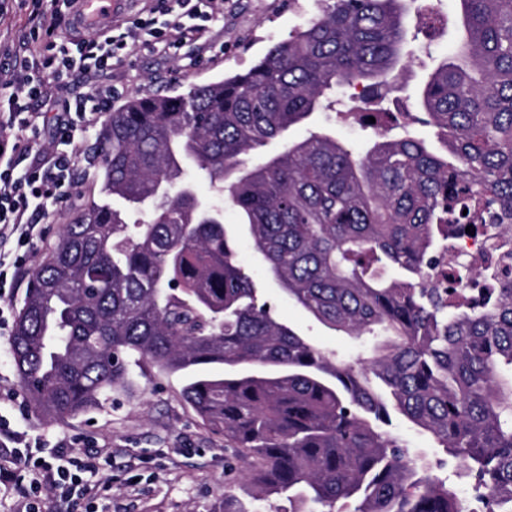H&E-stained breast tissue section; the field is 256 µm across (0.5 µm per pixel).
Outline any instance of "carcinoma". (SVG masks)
I'll return each instance as SVG.
<instances>
[{"mask_svg":"<svg viewBox=\"0 0 512 512\" xmlns=\"http://www.w3.org/2000/svg\"><path fill=\"white\" fill-rule=\"evenodd\" d=\"M323 2L247 72L109 113L110 201L87 203L32 272L18 378L38 418L63 421L126 388L134 358L181 373L253 500L286 494L288 512H463L434 466L460 470L481 512H512V274L474 309L425 285L448 214L512 225V0H456L463 37L418 98L444 148L380 124L365 151L288 132L339 84L384 98L406 69L403 0ZM191 164L218 197L199 198ZM225 204L288 299L362 353L321 350L266 309ZM210 364L224 373L198 374ZM394 415L443 457L411 454L385 430Z\"/></svg>","mask_w":512,"mask_h":512,"instance_id":"1","label":"carcinoma"}]
</instances>
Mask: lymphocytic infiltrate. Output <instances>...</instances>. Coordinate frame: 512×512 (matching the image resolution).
Instances as JSON below:
<instances>
[{
	"label": "lymphocytic infiltrate",
	"mask_w": 512,
	"mask_h": 512,
	"mask_svg": "<svg viewBox=\"0 0 512 512\" xmlns=\"http://www.w3.org/2000/svg\"><path fill=\"white\" fill-rule=\"evenodd\" d=\"M224 0H155L153 15L133 22L125 31L102 32L68 46L57 37L69 17L53 10L33 29L24 49L6 53V78H0V125L30 133L40 139L38 113L19 102L20 96L40 99L49 82L63 84L89 70H108L132 44L161 45L176 49L184 41L198 39L207 24L217 18ZM111 89L65 100L53 126L56 150H36L31 163L18 169L16 146L0 140V242L16 240L27 246L38 232L39 218L48 205L67 199L70 175L78 155L81 135L108 111ZM99 454L69 453L61 448L43 451L13 431L0 415V491L25 497V512H43L44 493L67 500L74 512H88L92 503L108 499L112 485L94 480Z\"/></svg>",
	"instance_id": "obj_1"
}]
</instances>
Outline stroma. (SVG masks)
<instances>
[{
  "label": "stroma",
  "mask_w": 512,
  "mask_h": 512,
  "mask_svg": "<svg viewBox=\"0 0 512 512\" xmlns=\"http://www.w3.org/2000/svg\"><path fill=\"white\" fill-rule=\"evenodd\" d=\"M445 25L434 31L409 27L408 40L415 52L411 69L384 104L385 111L400 121L417 114L416 97L433 60L452 54L458 20L455 0H434ZM322 0H224V12L206 35L186 42L176 54L145 45L134 46L106 73L89 72L57 90L59 99L96 93L112 85L120 97L152 94L176 95L190 86L206 84L248 69L277 42L305 26L323 9ZM351 89L337 87L333 109L317 115L318 126L337 138L366 147L372 132L361 124L341 122ZM97 128L84 133V156L73 171L70 198L50 207L42 219L41 233L27 249L26 265L11 296L0 299V414L12 427L48 448L76 452L107 450V464L100 478L111 480L110 499L100 502L101 512H222L225 494L249 500L250 487L235 478L243 469L222 437L209 433L183 398L182 374L160 371L148 361L131 367L132 385L113 392L98 409L62 422L47 423L31 413L10 353L9 338L23 304L32 270L100 184L89 162L97 147ZM241 264L249 267L263 288V298L273 315L289 323L316 347L344 356L355 355L351 339L309 318L269 281L248 244L238 251Z\"/></svg>",
  "instance_id": "1"
}]
</instances>
